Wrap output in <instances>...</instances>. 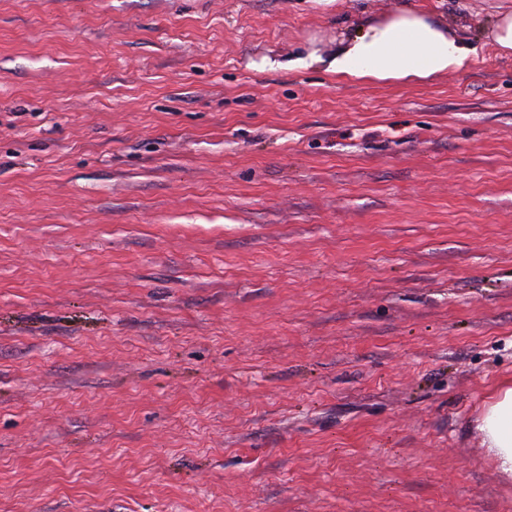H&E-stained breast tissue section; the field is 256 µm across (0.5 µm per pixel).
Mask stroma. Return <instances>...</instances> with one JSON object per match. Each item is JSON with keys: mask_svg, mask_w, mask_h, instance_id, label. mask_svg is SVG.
I'll list each match as a JSON object with an SVG mask.
<instances>
[{"mask_svg": "<svg viewBox=\"0 0 512 512\" xmlns=\"http://www.w3.org/2000/svg\"><path fill=\"white\" fill-rule=\"evenodd\" d=\"M0 0V512H512V0ZM475 48L448 23L410 4H400L379 21L344 34L329 57L314 53L292 67L323 64L328 73L352 79L422 81L463 68ZM488 36L499 55H512V11L495 16ZM493 456L495 468L512 478V386H501L482 409L476 424Z\"/></svg>", "mask_w": 512, "mask_h": 512, "instance_id": "1", "label": "stroma"}]
</instances>
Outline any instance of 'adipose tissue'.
<instances>
[{
  "instance_id": "1",
  "label": "adipose tissue",
  "mask_w": 512,
  "mask_h": 512,
  "mask_svg": "<svg viewBox=\"0 0 512 512\" xmlns=\"http://www.w3.org/2000/svg\"><path fill=\"white\" fill-rule=\"evenodd\" d=\"M473 50L446 21L412 5L342 36L329 57L310 55L328 73L352 79L422 81L463 68ZM476 428L499 474L512 478V386H501L482 409Z\"/></svg>"
}]
</instances>
